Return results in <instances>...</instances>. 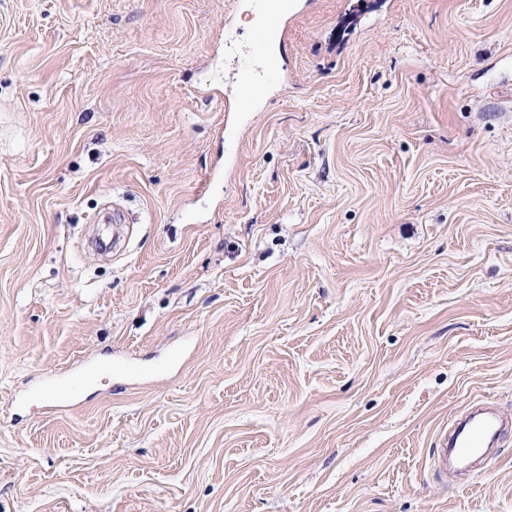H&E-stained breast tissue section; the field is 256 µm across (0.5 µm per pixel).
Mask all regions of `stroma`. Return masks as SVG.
I'll return each instance as SVG.
<instances>
[{
	"instance_id": "35a3bbf8",
	"label": "stroma",
	"mask_w": 512,
	"mask_h": 512,
	"mask_svg": "<svg viewBox=\"0 0 512 512\" xmlns=\"http://www.w3.org/2000/svg\"><path fill=\"white\" fill-rule=\"evenodd\" d=\"M257 10L0 0V512H512V0ZM263 24L254 34L251 54L269 58L272 46L285 42L288 13L291 3L288 0H263ZM508 427L509 422L498 413L496 403L483 401L455 420L442 436L440 448H434L431 458L434 475L450 483L460 470L483 473L493 458L491 449L495 439Z\"/></svg>"
}]
</instances>
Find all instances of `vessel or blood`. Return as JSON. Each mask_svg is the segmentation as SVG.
<instances>
[{"instance_id":"b4317fda","label":"vessel or blood","mask_w":512,"mask_h":512,"mask_svg":"<svg viewBox=\"0 0 512 512\" xmlns=\"http://www.w3.org/2000/svg\"><path fill=\"white\" fill-rule=\"evenodd\" d=\"M289 0H263V24L254 34L251 53L269 57L274 44L284 42L287 35ZM498 413L496 404L486 400L453 422L432 454L435 476L452 482L459 471L484 472L492 458L491 449L497 436L511 426Z\"/></svg>"}]
</instances>
